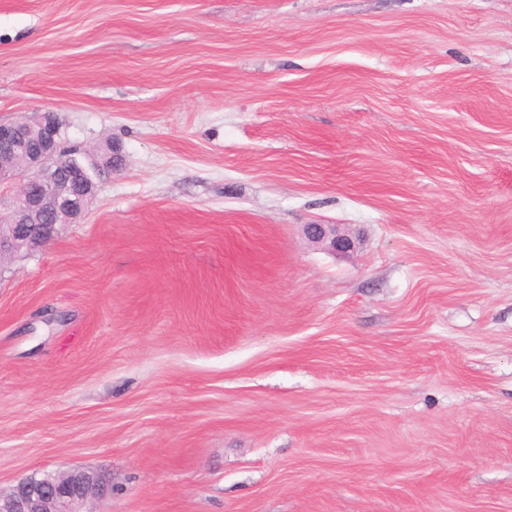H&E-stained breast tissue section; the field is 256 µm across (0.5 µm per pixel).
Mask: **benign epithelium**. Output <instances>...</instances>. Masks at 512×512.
<instances>
[{
    "mask_svg": "<svg viewBox=\"0 0 512 512\" xmlns=\"http://www.w3.org/2000/svg\"><path fill=\"white\" fill-rule=\"evenodd\" d=\"M123 161L121 146L112 140L93 153L62 151L61 125L52 112L0 123V188L15 189L0 224V257L38 247L57 227L77 223L99 183ZM303 230L333 253L355 247V238L337 224H306ZM108 485L105 475L85 470L33 473L0 491V512H86V503Z\"/></svg>",
    "mask_w": 512,
    "mask_h": 512,
    "instance_id": "1",
    "label": "benign epithelium"
}]
</instances>
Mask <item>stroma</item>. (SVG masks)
Here are the masks:
<instances>
[{
	"mask_svg": "<svg viewBox=\"0 0 512 512\" xmlns=\"http://www.w3.org/2000/svg\"><path fill=\"white\" fill-rule=\"evenodd\" d=\"M35 112L124 164L0 261V491L512 512V0H0ZM303 230L310 241L324 245L335 254L350 252L355 247L356 238L343 231L339 224H306ZM109 482L104 474L85 470L33 473L8 492L0 491V512H92L84 506Z\"/></svg>",
	"mask_w": 512,
	"mask_h": 512,
	"instance_id": "stroma-1",
	"label": "stroma"
}]
</instances>
